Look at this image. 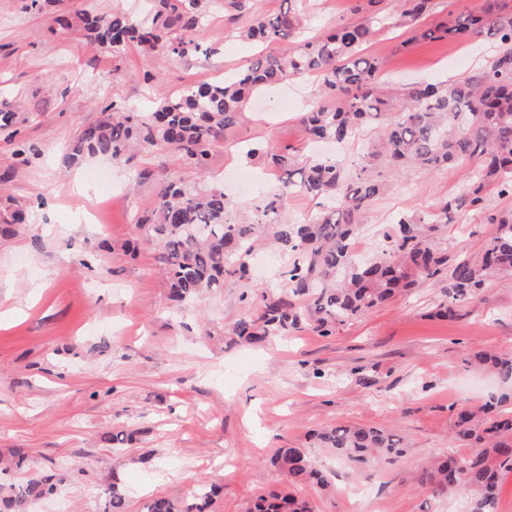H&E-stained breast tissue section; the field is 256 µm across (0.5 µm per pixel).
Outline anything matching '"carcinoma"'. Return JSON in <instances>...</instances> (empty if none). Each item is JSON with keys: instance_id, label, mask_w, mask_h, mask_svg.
I'll return each mask as SVG.
<instances>
[{"instance_id": "1", "label": "carcinoma", "mask_w": 512, "mask_h": 512, "mask_svg": "<svg viewBox=\"0 0 512 512\" xmlns=\"http://www.w3.org/2000/svg\"><path fill=\"white\" fill-rule=\"evenodd\" d=\"M146 2L144 16L117 9L102 18L84 11L60 14L56 23L114 53L136 46L182 59L208 54L203 33L213 0ZM283 2L285 9L265 16L258 12L257 0H221L238 37L275 44L279 51L259 52L230 80L163 95L151 112L112 105L111 113L78 133L64 162L72 165L87 155L128 162L133 145L144 142L166 147L184 165L205 170L214 148L224 142V132L243 118L250 94L290 77L313 75L320 101L301 117L309 138L344 143L358 125L375 122L382 128L379 145L355 172L336 159L298 168L289 146L262 142L248 147L247 156L267 160L277 186L250 215L240 218L222 190L202 194L181 179L165 181L150 216L140 220L139 227L156 245L169 300L190 304L219 291L229 277L247 282V259L256 242L269 237L292 256L281 272L287 289L264 295L255 304L242 295L251 313L229 330L235 342L263 346L303 328L329 334L441 275L448 276L444 315H457L459 303L480 297L491 278L512 276V210L489 217L494 231L475 254L453 253L437 237L441 225L482 209L488 194L512 196V6L508 0H481L478 8L421 33L424 38L450 36L460 42L491 36L498 51L487 66L448 83L423 82L391 92L378 82L381 61L366 52L371 37L383 29L376 16L341 23L314 40H302L301 0ZM395 2L401 23L410 27L420 23L432 4ZM380 157L428 173L475 159L479 164L455 195L427 213L403 214L382 230L378 254L359 261L354 255L358 218L384 188L367 174ZM297 195L325 199L330 205L305 222L288 224L282 214ZM25 218L23 208L5 200L0 237L13 236L15 225ZM474 359L503 385V391L483 405L481 421H474L469 410L456 415V435L479 448L430 461L416 474L415 483L434 497L466 495L467 512H497L500 474L512 471V410L505 409L512 405V355L480 353ZM315 438L320 447L359 471L404 456L402 439L387 428L338 423L321 429ZM271 463L283 475V487L258 496L244 512H312L296 489L314 482L326 486L328 479L308 450L280 448ZM62 481V476L29 464L25 481L0 483V512H30L34 501L56 494ZM104 493L105 512H125L118 486L112 483ZM216 493L215 485L201 480L194 501L158 497L145 504L144 512H205Z\"/></svg>"}]
</instances>
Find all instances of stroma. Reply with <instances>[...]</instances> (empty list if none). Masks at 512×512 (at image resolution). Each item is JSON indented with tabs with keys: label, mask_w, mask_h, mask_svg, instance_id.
I'll use <instances>...</instances> for the list:
<instances>
[{
	"label": "stroma",
	"mask_w": 512,
	"mask_h": 512,
	"mask_svg": "<svg viewBox=\"0 0 512 512\" xmlns=\"http://www.w3.org/2000/svg\"><path fill=\"white\" fill-rule=\"evenodd\" d=\"M350 6L307 0L306 37L352 20ZM54 9L52 0H0V109L17 114L15 139L0 136L1 186L27 213L17 235L0 238V454L21 448L67 473L33 512H103V489L114 480L128 493L126 512H143L155 497L191 498L203 477L222 488L211 512H243L282 482L270 458L288 447L308 449L328 475L329 487L300 489L313 512H465L463 497L428 499L413 475L433 457L474 450L456 436L455 416L498 390L469 359L512 351V278L492 279L488 297L453 318L438 314L448 298L439 277L329 336L304 330L257 348L226 344L225 330L248 313L242 294L282 292L287 252L258 241L248 284L229 278L220 292L172 307L155 247L136 227L158 191L139 173L223 190L249 210L274 179L242 154L244 145L287 144L300 163L316 154L300 123L316 101L313 79L265 90L205 172L149 144L128 164L88 157L68 167L76 134L113 103L151 111L160 95L240 70L256 48L235 38L217 5L204 32L210 56L188 60L135 47L115 56L77 42L52 29ZM496 47L486 36L422 39L395 20L370 51L396 87L455 80L484 67ZM146 72L154 82L143 81ZM20 143L32 148L24 163L15 156ZM370 174L386 190L360 219L366 257L379 250L383 228L454 195L468 170L430 175L380 160ZM508 209L512 197L490 194L483 210L444 229L449 250L478 252L493 231L487 215ZM347 421L395 429L405 456L357 473L314 447L312 430ZM117 431L138 437L116 451L107 437Z\"/></svg>",
	"instance_id": "1"
}]
</instances>
